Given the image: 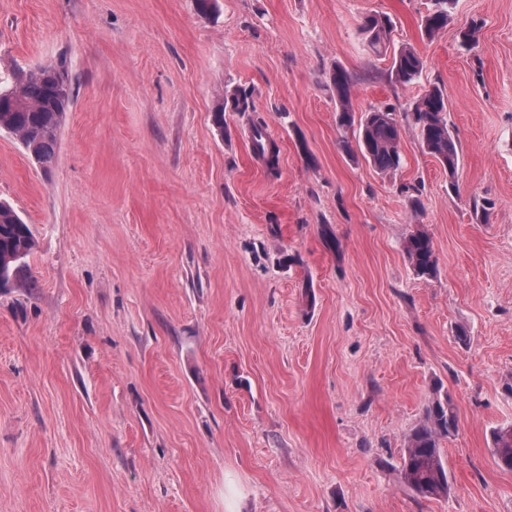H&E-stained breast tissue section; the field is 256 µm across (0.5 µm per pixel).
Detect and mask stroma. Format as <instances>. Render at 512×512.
<instances>
[{"label":"stroma","mask_w":512,"mask_h":512,"mask_svg":"<svg viewBox=\"0 0 512 512\" xmlns=\"http://www.w3.org/2000/svg\"><path fill=\"white\" fill-rule=\"evenodd\" d=\"M431 7L0 0V77L61 65L73 96L50 170L0 131V200L35 240L0 291V512H512L491 443L512 424V0H454L429 39ZM371 14L421 55L414 84ZM336 65L359 111L442 88L456 175L408 127L397 172L350 157ZM239 88L252 110L216 129ZM419 228L432 279L404 251ZM437 390L459 427L451 491L424 499L400 469ZM368 46L376 54L387 53L390 46V36L393 31L391 19L385 15L365 16L360 25ZM404 250L410 266L419 278L429 279L437 275L438 265L431 238L423 231L409 235Z\"/></svg>","instance_id":"35a3bbf8"}]
</instances>
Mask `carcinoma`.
Listing matches in <instances>:
<instances>
[{
    "instance_id": "cac0c4a2",
    "label": "carcinoma",
    "mask_w": 512,
    "mask_h": 512,
    "mask_svg": "<svg viewBox=\"0 0 512 512\" xmlns=\"http://www.w3.org/2000/svg\"><path fill=\"white\" fill-rule=\"evenodd\" d=\"M452 3L453 0H434L433 10L421 22L426 37L431 38L446 27ZM360 28L374 53L388 51L393 31L389 17L368 15ZM423 68V59L415 48L404 46L393 51L391 78L396 85L415 83ZM329 79L336 92L337 125L345 129L358 127L359 150L376 169L381 172L397 170L401 164V134L396 109L371 107L358 114L353 107L351 81L345 69L335 67ZM68 84L66 70L46 66L29 73L17 72L9 87L0 88V130L13 134L31 160L43 169L54 162L60 127L72 102V89ZM446 112L443 90L431 86L408 104L403 117L417 133L422 149L448 170V178L452 179L457 173L459 151L448 127ZM252 146L261 154L271 151L264 127H253ZM32 248L29 225L12 206L0 202V288H11L24 280ZM404 250L417 277H436L437 258L432 240L425 232L409 235ZM457 431V407L450 394L432 398L422 418L406 437L400 475L408 489L426 499L448 496L451 481L441 442ZM491 441L495 463L505 457L512 461V424L494 428Z\"/></svg>"
}]
</instances>
